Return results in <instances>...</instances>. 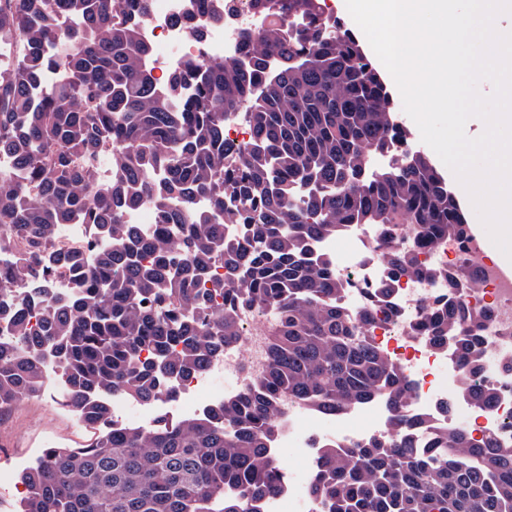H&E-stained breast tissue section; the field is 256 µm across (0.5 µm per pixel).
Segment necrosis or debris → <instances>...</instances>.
<instances>
[{
    "instance_id": "4bbe7bcc",
    "label": "necrosis or debris",
    "mask_w": 512,
    "mask_h": 512,
    "mask_svg": "<svg viewBox=\"0 0 512 512\" xmlns=\"http://www.w3.org/2000/svg\"><path fill=\"white\" fill-rule=\"evenodd\" d=\"M190 6V0H153L150 16L143 26L149 45L165 44L170 54L165 63L154 64L155 74H163L181 65L186 55H202L210 59L233 60L241 56L239 33L243 28L264 25L262 14L246 8L236 0L232 12L225 14L222 24L210 23L206 15L197 21L207 29L203 41H195L188 29L176 20ZM346 241L350 252L338 261L337 271L349 284L342 302L352 311L367 308L366 287L378 283L386 275L380 256L378 233L368 224L345 225L340 237H326L309 242L313 255L336 258L337 244ZM425 265L440 271L431 282L401 277L388 304L398 312L397 321L377 317L365 329L366 338L384 349L393 366L403 371L412 386L413 399L409 413L423 419L415 427L413 437L427 448L436 434L447 427L444 405L465 417L464 428L474 437L493 436L503 447L512 446V277L507 276L487 258L482 246L472 240H444L435 248L419 251ZM477 273L475 287L461 285L470 312L484 318L482 332L486 362L478 373L481 386L493 389L495 400L483 410H476L462 390H448L442 379L452 376L462 381L465 374L448 353L434 349L428 340L414 332L432 301L448 294V278L461 269ZM267 316L249 314L243 318L244 338L205 371L180 381L176 404L185 415H196L207 409L205 394L216 377H224L225 396L232 397L258 381L265 368ZM392 424L388 401L376 395L357 407L327 416L299 402L284 405L276 420L273 450L292 449L296 464L280 469L281 492L264 502L263 512H318L304 487L320 469L323 447L333 444L345 447L390 434Z\"/></svg>"
}]
</instances>
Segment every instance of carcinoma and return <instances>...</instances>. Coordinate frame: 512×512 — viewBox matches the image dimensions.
<instances>
[{"label":"carcinoma","mask_w":512,"mask_h":512,"mask_svg":"<svg viewBox=\"0 0 512 512\" xmlns=\"http://www.w3.org/2000/svg\"><path fill=\"white\" fill-rule=\"evenodd\" d=\"M150 2L0 0V45L19 46L0 67V153L12 160L0 168V229L25 244L0 274V322L12 331L0 340V412L43 391L47 350L65 405L95 430L22 471L15 512H261L281 489L268 451L281 401L333 412L379 394L392 433L324 449L307 486L321 512H512V447L453 423L436 447H416L407 376L362 334L372 313L350 314L336 265L306 251L345 224H371L393 275L433 280L395 245V228L422 249L472 238L352 29L320 0H249L270 20L240 32V59L189 55L159 85L142 35ZM194 2L218 23L230 0ZM241 108L250 138L237 143L224 116ZM102 153L108 184L95 175ZM146 201L151 234L124 220ZM226 219L242 225L238 239L224 236ZM64 224L89 225L105 246L57 249ZM59 269L66 296L53 287ZM17 281L27 292L14 304ZM32 310L44 313L35 333ZM251 310L273 317L257 383L198 416L113 426L112 392L174 400L176 380L242 340ZM482 328L460 294L415 330L477 372Z\"/></svg>","instance_id":"obj_1"}]
</instances>
